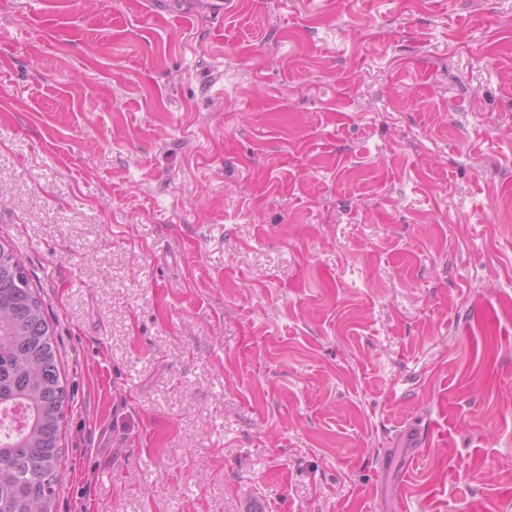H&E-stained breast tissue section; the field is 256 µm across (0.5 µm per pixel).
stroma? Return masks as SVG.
I'll return each mask as SVG.
<instances>
[{
  "label": "stroma",
  "mask_w": 512,
  "mask_h": 512,
  "mask_svg": "<svg viewBox=\"0 0 512 512\" xmlns=\"http://www.w3.org/2000/svg\"><path fill=\"white\" fill-rule=\"evenodd\" d=\"M180 7L0 0L55 512H512V0Z\"/></svg>",
  "instance_id": "obj_1"
}]
</instances>
